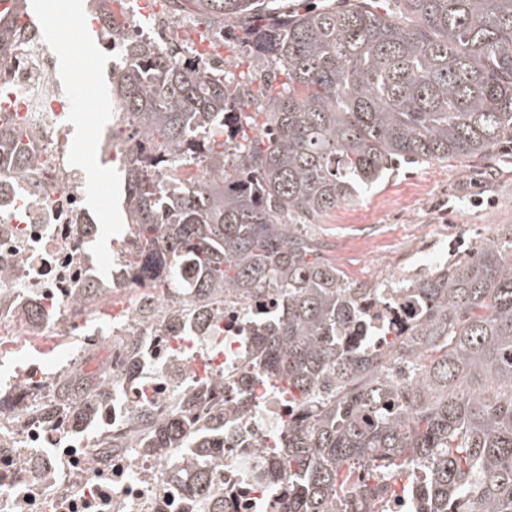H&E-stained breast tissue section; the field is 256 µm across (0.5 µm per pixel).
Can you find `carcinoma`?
I'll list each match as a JSON object with an SVG mask.
<instances>
[{
	"label": "carcinoma",
	"instance_id": "1",
	"mask_svg": "<svg viewBox=\"0 0 512 512\" xmlns=\"http://www.w3.org/2000/svg\"><path fill=\"white\" fill-rule=\"evenodd\" d=\"M208 29L241 21L256 66L280 72L259 96L231 87L224 67L132 40L112 94L145 140L126 156L127 204L143 273L188 266L176 313L203 315L224 291L276 288L287 310L259 338L256 368L296 399L287 450L288 512H362L383 501L389 473L418 466L421 512H512V226L465 260L408 282L422 311L385 351L344 346L342 329L372 289L319 257L302 221L377 185L393 161L478 155L512 131V0H340L271 13L277 0H170ZM0 18V71L14 37ZM235 112L232 178L224 118ZM264 118L258 122V118ZM29 137L0 128V149ZM205 166L159 194L160 174ZM67 404L106 400L105 376L65 380ZM193 400L167 420L144 414L152 448H193L215 462L224 432L187 428Z\"/></svg>",
	"mask_w": 512,
	"mask_h": 512
}]
</instances>
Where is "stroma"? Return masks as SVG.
I'll return each mask as SVG.
<instances>
[{
	"label": "stroma",
	"mask_w": 512,
	"mask_h": 512,
	"mask_svg": "<svg viewBox=\"0 0 512 512\" xmlns=\"http://www.w3.org/2000/svg\"><path fill=\"white\" fill-rule=\"evenodd\" d=\"M64 0H36L47 32L43 44L56 57L70 62L60 84L75 103L71 139L81 151L72 165L86 171L98 186L88 195L87 207L98 215L94 246L104 257L116 256L128 224L121 206L123 186L119 160L98 147L112 125V114L102 102L112 96V68L103 44L78 39L77 33L96 14L89 0H76L77 11L65 16ZM179 40L191 43L195 53L232 67L243 76L252 93L266 86L263 72L253 62L242 29L225 26L223 35L201 38L198 28L183 21L172 28ZM100 60L99 70L86 66ZM485 198L475 206L473 197ZM512 225V137L494 150L445 162L391 165L382 181L360 193L302 231L323 245L324 258L336 265L349 282L372 286L380 279L412 277L427 265L429 252L448 244L456 256L495 239L502 225Z\"/></svg>",
	"instance_id": "stroma-1"
}]
</instances>
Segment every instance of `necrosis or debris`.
<instances>
[{
    "instance_id": "necrosis-or-debris-1",
    "label": "necrosis or debris",
    "mask_w": 512,
    "mask_h": 512,
    "mask_svg": "<svg viewBox=\"0 0 512 512\" xmlns=\"http://www.w3.org/2000/svg\"><path fill=\"white\" fill-rule=\"evenodd\" d=\"M17 27L0 88L18 101L31 131L32 163L26 173L0 165V337L47 338L62 350L86 325L80 301L88 289L118 308L110 332L83 339L112 376L111 400L88 417L45 416L59 371L0 344V361L11 367L0 385V512H287L288 480L274 472L270 449L284 445L295 411L274 382L249 366L259 337L279 315L280 295L225 292L223 306L208 312L206 330L195 318L172 319L175 284L166 279L146 288L125 270L137 248L131 236L111 278L101 276L87 187L69 160L74 147L55 58L34 27ZM147 305L152 315H144ZM418 313L411 290L385 282L359 303L343 341L384 348L409 334ZM187 394L195 399L197 430L210 428L213 405L224 404L221 465L174 472L170 461L188 456L185 448L99 452L102 440L127 436L142 412L171 417ZM200 479L208 491L203 498L189 492Z\"/></svg>"
}]
</instances>
